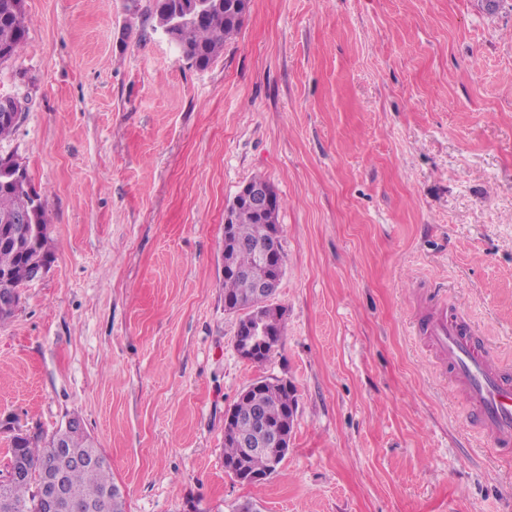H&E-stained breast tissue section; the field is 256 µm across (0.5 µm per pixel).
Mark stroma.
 <instances>
[{"mask_svg": "<svg viewBox=\"0 0 512 512\" xmlns=\"http://www.w3.org/2000/svg\"><path fill=\"white\" fill-rule=\"evenodd\" d=\"M153 0H25L0 157L47 201L54 257L0 322V477L22 432L78 416L126 512H512L468 403L419 342L420 294L512 363V0H252L205 69ZM281 201V343L225 311L224 211ZM259 378L297 409L277 473L224 466ZM277 196L264 184H245L239 192L237 204H245L262 217L268 216L277 208ZM280 204L271 222L278 224Z\"/></svg>", "mask_w": 512, "mask_h": 512, "instance_id": "stroma-1", "label": "stroma"}]
</instances>
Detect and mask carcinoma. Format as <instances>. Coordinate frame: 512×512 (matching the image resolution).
Here are the masks:
<instances>
[{"label":"carcinoma","mask_w":512,"mask_h":512,"mask_svg":"<svg viewBox=\"0 0 512 512\" xmlns=\"http://www.w3.org/2000/svg\"><path fill=\"white\" fill-rule=\"evenodd\" d=\"M153 13L157 25L171 21L170 41L174 43L186 60L204 69L224 50L241 31L247 13L237 7V0H153ZM27 25L25 0H0V61L15 56L26 41ZM26 208L29 223L37 231L28 238L8 244L0 239V274L8 275L16 295L29 282L34 266L52 261L54 256L52 239L48 232L47 211L42 196L31 184L29 175L16 180L12 174L0 169V225L9 223L19 210ZM234 235L246 242L248 247L238 251L234 262L240 268H250L255 262L254 249L271 245L282 249L281 238L272 239L266 233V225L253 214L242 209L233 226ZM224 297L244 304L253 291L252 282L240 276L223 278ZM268 324L274 336L266 350L252 361L261 364L267 361L283 337V320L275 315ZM297 404L293 387L281 389L252 390L239 396L235 402L238 412L247 414L259 410L268 420L285 416L290 405ZM64 439L65 448H56L59 439ZM102 455V451L90 444L85 432L61 431L53 433L43 445L27 436L13 437L9 466L19 465L24 469L22 477L0 484V512H44L39 496V486L45 479L49 467H54L63 477L66 493L71 494L87 506V512H125V501L113 496L118 485L112 481V469L108 463L91 461V457ZM224 461L239 462L240 468L250 473H266L269 455L246 454L232 441H224Z\"/></svg>","instance_id":"cac0c4a2"}]
</instances>
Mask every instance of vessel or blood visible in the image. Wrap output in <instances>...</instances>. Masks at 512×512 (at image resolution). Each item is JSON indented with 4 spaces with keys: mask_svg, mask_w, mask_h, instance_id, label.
<instances>
[{
    "mask_svg": "<svg viewBox=\"0 0 512 512\" xmlns=\"http://www.w3.org/2000/svg\"><path fill=\"white\" fill-rule=\"evenodd\" d=\"M423 331L447 361V375L466 397L477 431L512 454V365L500 361L463 317L436 311Z\"/></svg>",
    "mask_w": 512,
    "mask_h": 512,
    "instance_id": "obj_1",
    "label": "vessel or blood"
}]
</instances>
